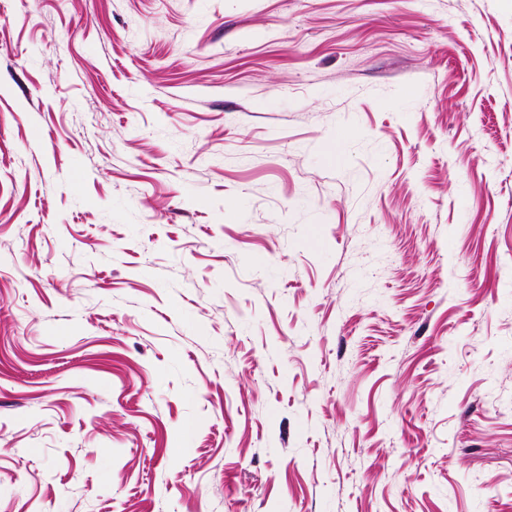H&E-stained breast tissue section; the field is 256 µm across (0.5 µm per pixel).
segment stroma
Listing matches in <instances>:
<instances>
[{"label": "stroma", "instance_id": "1", "mask_svg": "<svg viewBox=\"0 0 512 512\" xmlns=\"http://www.w3.org/2000/svg\"><path fill=\"white\" fill-rule=\"evenodd\" d=\"M0 512H512V0H0Z\"/></svg>", "mask_w": 512, "mask_h": 512}]
</instances>
